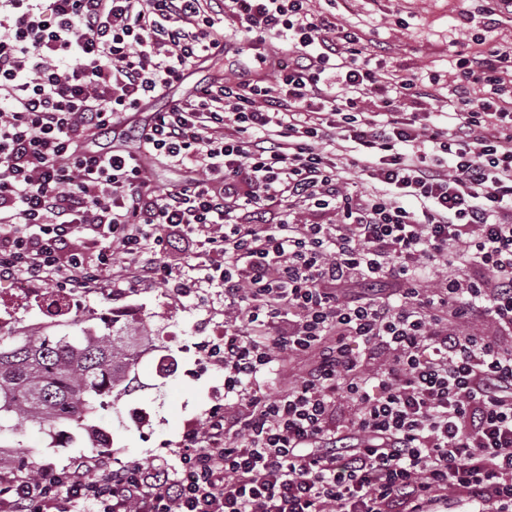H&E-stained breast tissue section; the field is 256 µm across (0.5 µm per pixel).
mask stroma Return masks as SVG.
Here are the masks:
<instances>
[{
  "mask_svg": "<svg viewBox=\"0 0 512 512\" xmlns=\"http://www.w3.org/2000/svg\"><path fill=\"white\" fill-rule=\"evenodd\" d=\"M318 5L335 14L345 30L357 33L360 47L377 52L385 70L401 73L409 68L439 77L450 106L455 103L452 74L457 64L479 50L481 43H512V22L486 26L481 0H319ZM234 77L269 81L273 74L248 51L207 62L166 96L128 113L109 135L108 144L119 150L134 148L136 130L149 122L153 112L193 95L199 84ZM129 266L127 255L113 249L111 269L103 271L90 288L78 291L77 317L101 314L108 305L116 311L130 310L151 331L157 345H167L175 336L189 350L179 354L177 373L165 379L157 376L153 357H145L138 367L137 391L115 398L110 410L97 413L95 422L112 434L107 451L112 461L172 463L181 450L185 422L205 423L213 407L224 402V368L211 355L209 342L211 327L224 322V295L215 283L201 284L198 291L182 296L161 282L113 293L114 281ZM0 316L21 326L44 320L39 305L26 299L13 281L0 282ZM133 407L150 412L147 426L138 428L127 422L126 414ZM21 442L31 470L45 464L73 466L91 454L81 434L54 443L29 428Z\"/></svg>",
  "mask_w": 512,
  "mask_h": 512,
  "instance_id": "obj_1",
  "label": "stroma"
}]
</instances>
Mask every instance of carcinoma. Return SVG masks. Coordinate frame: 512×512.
Returning <instances> with one entry per match:
<instances>
[{"mask_svg": "<svg viewBox=\"0 0 512 512\" xmlns=\"http://www.w3.org/2000/svg\"><path fill=\"white\" fill-rule=\"evenodd\" d=\"M152 337L134 321L74 320L49 335L38 327L0 335V438L40 431L87 430V416L112 392L135 388ZM23 447L0 444V469L24 465Z\"/></svg>", "mask_w": 512, "mask_h": 512, "instance_id": "carcinoma-1", "label": "carcinoma"}]
</instances>
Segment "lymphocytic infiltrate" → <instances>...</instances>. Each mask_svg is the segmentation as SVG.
Masks as SVG:
<instances>
[{
  "label": "lymphocytic infiltrate",
  "instance_id": "obj_1",
  "mask_svg": "<svg viewBox=\"0 0 512 512\" xmlns=\"http://www.w3.org/2000/svg\"><path fill=\"white\" fill-rule=\"evenodd\" d=\"M274 39L275 83L206 84L134 150L83 148L228 44ZM356 43L312 0H0V281L89 288L112 255L70 250L82 234L143 281L220 284L230 399L178 464L0 473V512H512V45L458 64L454 111L406 118L437 79L381 85ZM151 159L200 178L152 189ZM293 201L338 220L271 219ZM200 236L223 262L199 279L165 249ZM303 357L294 386L255 388Z\"/></svg>",
  "mask_w": 512,
  "mask_h": 512
}]
</instances>
